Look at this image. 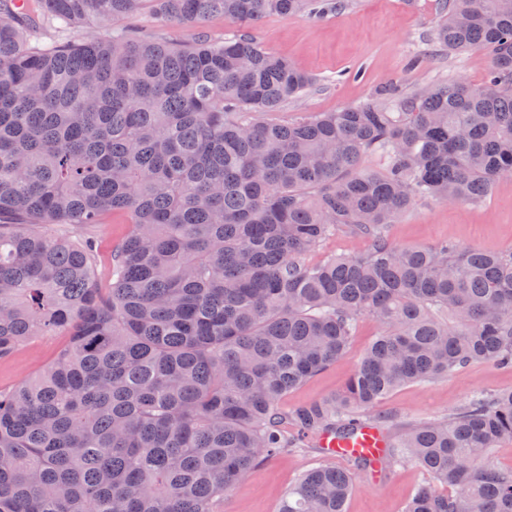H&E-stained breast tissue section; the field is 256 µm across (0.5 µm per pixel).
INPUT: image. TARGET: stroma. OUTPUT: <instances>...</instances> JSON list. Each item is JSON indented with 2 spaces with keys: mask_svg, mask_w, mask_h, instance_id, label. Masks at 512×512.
Returning a JSON list of instances; mask_svg holds the SVG:
<instances>
[{
  "mask_svg": "<svg viewBox=\"0 0 512 512\" xmlns=\"http://www.w3.org/2000/svg\"><path fill=\"white\" fill-rule=\"evenodd\" d=\"M344 7L316 17L265 15L252 29L262 48L293 62L314 75L316 84L288 101L273 117L290 120L317 112L361 103L389 85L412 86L465 81L476 85L487 76L489 55L482 50L451 54L432 40L436 25L425 0L405 7L404 0H343ZM135 35L157 42L191 41L193 30L158 22L145 7L122 23ZM129 231L124 217L104 215L88 230L99 256L97 284L110 285L109 258L114 244ZM400 247H429L453 241L485 250H512V178L500 179L478 205L443 204L433 200L415 203L398 222L388 227ZM380 325L360 319L346 354L326 369L290 391L285 409L325 399L339 392L375 339ZM66 344L62 336L31 340L0 360V388L8 389L34 378L50 365ZM512 389V369L491 363H474L463 372L432 384L399 388L379 407L404 422L419 424L447 414L478 391ZM326 456L317 446L266 459L224 496V512H278L282 499L300 474L318 466ZM338 467L353 473L356 489L346 512H402L420 480L419 471L402 464L385 468L373 477L365 465L341 459Z\"/></svg>",
  "mask_w": 512,
  "mask_h": 512,
  "instance_id": "obj_1",
  "label": "stroma"
}]
</instances>
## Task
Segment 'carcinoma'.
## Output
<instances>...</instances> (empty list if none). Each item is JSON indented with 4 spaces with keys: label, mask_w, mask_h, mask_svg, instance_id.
I'll list each match as a JSON object with an SVG mask.
<instances>
[{
    "label": "carcinoma",
    "mask_w": 512,
    "mask_h": 512,
    "mask_svg": "<svg viewBox=\"0 0 512 512\" xmlns=\"http://www.w3.org/2000/svg\"><path fill=\"white\" fill-rule=\"evenodd\" d=\"M317 0H0V359L68 344L0 389V512H219L260 461L351 434L396 389L486 361L512 368V251L395 246L415 201L479 203L512 176V0H428L450 52L486 49L483 84L390 87L358 105L272 121L312 78L247 32ZM148 4L223 39L76 35ZM380 154L378 172L361 169ZM121 214L111 287L84 231ZM66 231L56 233L55 225ZM346 227L350 256H306ZM368 316L381 330L345 387L282 410ZM512 390L479 391L403 432L391 464L422 481L403 512H512ZM351 474L303 473L279 512H346ZM66 340V336L37 337L0 360V388H12L37 376L58 357Z\"/></svg>",
    "instance_id": "obj_1"
}]
</instances>
